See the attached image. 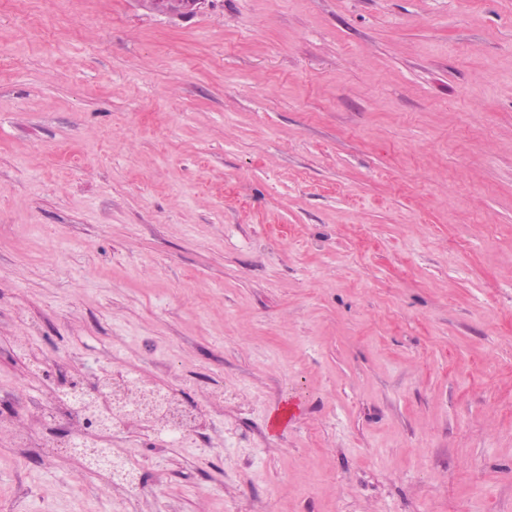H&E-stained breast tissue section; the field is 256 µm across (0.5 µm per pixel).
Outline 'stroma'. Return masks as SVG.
Returning <instances> with one entry per match:
<instances>
[{
  "label": "stroma",
  "instance_id": "obj_1",
  "mask_svg": "<svg viewBox=\"0 0 512 512\" xmlns=\"http://www.w3.org/2000/svg\"><path fill=\"white\" fill-rule=\"evenodd\" d=\"M0 512H512V0L0 7ZM209 1L210 0H183L180 13L172 14L165 8V2L163 0H138L144 8L151 12L178 19L187 18L200 12ZM116 382H122L129 394L127 398L118 401H113L112 395L110 396L113 430L141 425L147 427L143 431L148 432L151 430V422L155 423L157 419H160L161 423L155 424L162 426V431L154 433L157 438L171 432H182L187 428H200L202 415L198 411L184 406L172 392L140 385L120 370H110L91 384L89 389L94 393V399L91 398L94 408L93 406L88 407L83 400L78 398L68 399L65 397L61 404L66 407L69 416L81 417L85 428H89L87 421L91 417L92 410L100 411L97 403L98 397L109 398L111 385L113 394Z\"/></svg>",
  "mask_w": 512,
  "mask_h": 512
}]
</instances>
